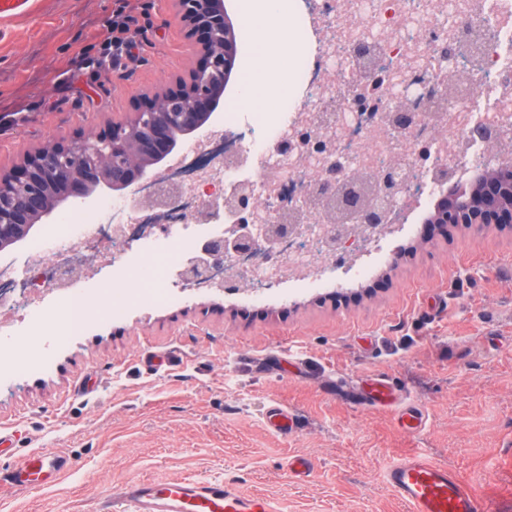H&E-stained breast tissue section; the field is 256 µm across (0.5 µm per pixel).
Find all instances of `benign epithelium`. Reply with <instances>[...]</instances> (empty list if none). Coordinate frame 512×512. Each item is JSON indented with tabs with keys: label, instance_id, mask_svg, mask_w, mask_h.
<instances>
[{
	"label": "benign epithelium",
	"instance_id": "obj_1",
	"mask_svg": "<svg viewBox=\"0 0 512 512\" xmlns=\"http://www.w3.org/2000/svg\"><path fill=\"white\" fill-rule=\"evenodd\" d=\"M186 39L197 47V58L186 73L178 75L153 96L137 102L124 121H114L96 131L81 132L68 140L42 144L27 152L9 172L0 170V251L22 242L34 224L50 218L64 205H86L99 194L121 192L143 181L161 186L160 201L176 207L180 188L167 185L169 177L157 167H167L178 138L209 132L223 122L220 104L228 78L236 67L238 42L227 15L225 0H172ZM419 101L390 99V109L404 125L405 112L420 109ZM475 188L447 189L442 206L435 209V224H500L512 227V164L489 171L481 183L478 200ZM375 199L349 209L352 224L347 232L360 236L375 224H392L406 217L404 209L412 195L408 175L391 167L372 188ZM250 193L242 188L208 201V211L243 209ZM239 224L236 233L216 240L204 256L192 261L185 276L193 278L210 265L261 244L280 246L286 231L268 232L267 225Z\"/></svg>",
	"mask_w": 512,
	"mask_h": 512
}]
</instances>
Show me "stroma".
I'll list each match as a JSON object with an SVG mask.
<instances>
[{"label": "stroma", "mask_w": 512, "mask_h": 512, "mask_svg": "<svg viewBox=\"0 0 512 512\" xmlns=\"http://www.w3.org/2000/svg\"><path fill=\"white\" fill-rule=\"evenodd\" d=\"M136 19L141 48L114 58L113 13ZM238 59L226 97L261 64L246 0H228ZM193 59L171 0H33L0 23V169L49 140L122 119ZM354 285L259 296H185L162 303L154 276L102 271L90 286L104 316L56 344L13 345L23 367L0 376V478L18 461L62 451L73 468L43 490L0 488V512H96L134 479L237 482L283 512H406L382 482L419 451L468 478L494 512H512V228L496 224L403 233ZM384 379L397 402L354 400ZM294 418L272 431V404ZM425 428H401V409ZM315 468L298 478L294 456Z\"/></svg>", "instance_id": "obj_1"}]
</instances>
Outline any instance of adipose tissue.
I'll return each instance as SVG.
<instances>
[{
    "instance_id": "obj_1",
    "label": "adipose tissue",
    "mask_w": 512,
    "mask_h": 512,
    "mask_svg": "<svg viewBox=\"0 0 512 512\" xmlns=\"http://www.w3.org/2000/svg\"><path fill=\"white\" fill-rule=\"evenodd\" d=\"M248 8L252 16L253 47L264 57L266 66L250 74L242 99L265 110L287 97L290 90V80L283 66L289 39L288 18L281 0H249Z\"/></svg>"
}]
</instances>
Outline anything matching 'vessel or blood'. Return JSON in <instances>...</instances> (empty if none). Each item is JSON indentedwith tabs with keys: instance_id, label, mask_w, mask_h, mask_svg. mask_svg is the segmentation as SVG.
<instances>
[{
	"instance_id": "1",
	"label": "vessel or blood",
	"mask_w": 512,
	"mask_h": 512,
	"mask_svg": "<svg viewBox=\"0 0 512 512\" xmlns=\"http://www.w3.org/2000/svg\"><path fill=\"white\" fill-rule=\"evenodd\" d=\"M67 459L43 451L21 461L10 476L21 490L54 486L69 471ZM383 480L408 512H489L485 500L455 469L420 453L390 462ZM134 512H280L274 500L241 492L236 483L175 480L157 484L148 480L125 483L116 494Z\"/></svg>"
}]
</instances>
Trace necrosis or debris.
Masks as SVG:
<instances>
[{
  "label": "necrosis or debris",
  "instance_id": "obj_1",
  "mask_svg": "<svg viewBox=\"0 0 512 512\" xmlns=\"http://www.w3.org/2000/svg\"><path fill=\"white\" fill-rule=\"evenodd\" d=\"M311 6L289 18L300 41L293 63L298 91L275 124L264 117L241 120L239 113L224 116L222 129L238 136L244 160L229 164L213 160L191 171L181 184L187 198L162 229L144 227L151 211L141 204L153 187L134 199L105 198L95 208L62 213L57 223L27 240L14 260L0 262V289H10L20 301L13 319L0 320V346L10 344L19 324H40L62 313L70 332H78L99 308L89 301L81 281L93 280L107 261L118 262L122 277L141 271L153 257H166L164 274L180 272L189 253L220 237L231 217H207L200 190L209 186L230 194L240 186L252 190L251 203L267 208L280 185L310 186L326 180H353V195L364 193L390 162L402 161L414 177L417 204L438 196L436 170H454L458 181H476L477 155L512 157V0H423L411 10L409 0H379L375 9L350 10V0H335L341 21H325ZM375 38L366 55L346 57L343 45L351 30ZM446 36L433 40L432 35ZM387 57L389 66L378 65ZM420 67L424 79L394 86L391 65ZM408 100L428 98L413 125L394 130L384 113L392 91ZM489 124L487 140L473 135L476 124ZM319 205L305 218L306 231L289 246L302 254L307 266L288 277V285L315 288L336 280L351 283L369 272L385 255V246L398 236L395 225L368 230L359 242L362 257L346 263L340 253L327 250L318 235ZM252 268L250 279L235 276L230 264L218 273L225 287L240 291L249 282H262L283 268L281 258L259 251L240 257Z\"/></svg>",
  "mask_w": 512,
  "mask_h": 512
}]
</instances>
